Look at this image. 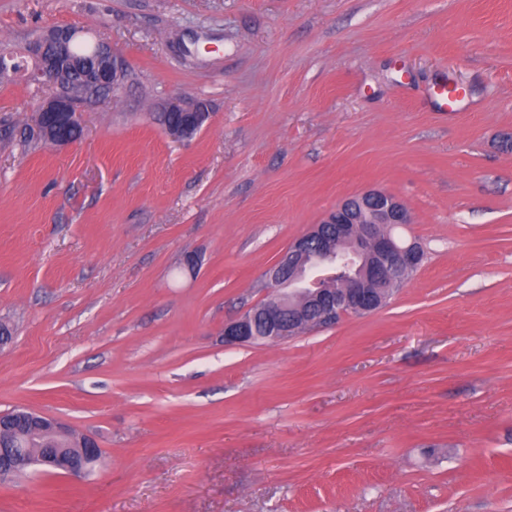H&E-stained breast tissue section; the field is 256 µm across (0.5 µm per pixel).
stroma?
I'll return each mask as SVG.
<instances>
[{
  "label": "stroma",
  "instance_id": "obj_1",
  "mask_svg": "<svg viewBox=\"0 0 512 512\" xmlns=\"http://www.w3.org/2000/svg\"><path fill=\"white\" fill-rule=\"evenodd\" d=\"M50 24L134 79L60 146L22 137L48 89L0 84V412L104 462L0 512H512V0H0L14 49ZM175 96L210 111L183 142ZM371 189L427 254L387 304L225 345ZM161 109L162 112L154 113L153 118L162 126H178L182 113L186 115L181 126L165 128L166 133L175 139H186L194 128L210 116L206 104L198 100L174 98Z\"/></svg>",
  "mask_w": 512,
  "mask_h": 512
}]
</instances>
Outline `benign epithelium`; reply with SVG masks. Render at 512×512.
I'll return each mask as SVG.
<instances>
[{
	"label": "benign epithelium",
	"mask_w": 512,
	"mask_h": 512,
	"mask_svg": "<svg viewBox=\"0 0 512 512\" xmlns=\"http://www.w3.org/2000/svg\"><path fill=\"white\" fill-rule=\"evenodd\" d=\"M68 27L50 26L40 40L23 51L33 58L28 78L58 92L38 107L39 134L81 126L87 103L81 96L60 88L57 61L44 54L49 44H59ZM127 71L125 60L112 52L104 58L97 79L117 89ZM164 112L186 115L179 127L166 129L175 139H185L209 118L205 103L175 98L162 107ZM412 223L408 208L396 197L380 190H368L345 199L320 223L292 241L278 261L266 272L268 298L238 318L224 323V344L245 345L286 341L313 323L331 325L345 314H367L382 306L379 289L396 288L422 263L423 248L415 241L403 242L391 234L396 227ZM30 431L14 446L0 444V481L13 479L22 471L82 476L101 461L97 442L83 435L73 448H39L48 436L70 437L63 423L37 413L29 414Z\"/></svg>",
	"instance_id": "7a95c632"
}]
</instances>
